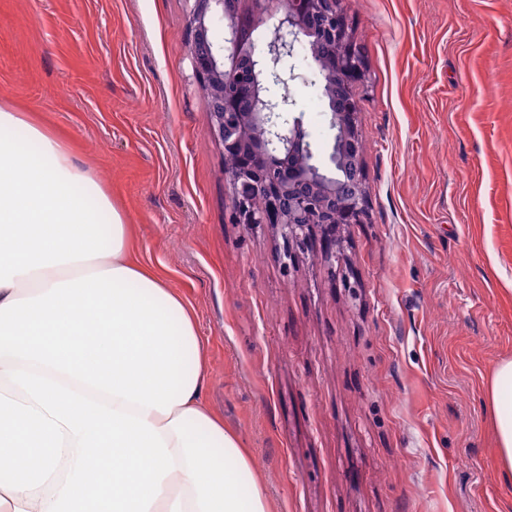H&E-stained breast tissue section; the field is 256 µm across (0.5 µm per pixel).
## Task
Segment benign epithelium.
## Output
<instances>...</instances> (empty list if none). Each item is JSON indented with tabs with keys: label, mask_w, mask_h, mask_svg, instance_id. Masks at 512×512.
<instances>
[{
	"label": "benign epithelium",
	"mask_w": 512,
	"mask_h": 512,
	"mask_svg": "<svg viewBox=\"0 0 512 512\" xmlns=\"http://www.w3.org/2000/svg\"><path fill=\"white\" fill-rule=\"evenodd\" d=\"M193 0L188 18L195 79L206 92L214 135L236 164L224 169L239 224L268 225L285 244L282 265L319 248L331 276L344 262V229L366 213L365 173L356 100L336 111V92L363 80L360 54L341 0ZM275 31L256 42L261 25ZM338 46L330 67L310 52L305 69L290 60L299 45ZM317 76L330 98V151H315L295 101L264 90ZM260 191L265 205H251Z\"/></svg>",
	"instance_id": "obj_1"
}]
</instances>
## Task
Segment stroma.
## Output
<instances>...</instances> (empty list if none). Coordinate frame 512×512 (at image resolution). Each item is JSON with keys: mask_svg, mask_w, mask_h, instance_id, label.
I'll use <instances>...</instances> for the list:
<instances>
[{"mask_svg": "<svg viewBox=\"0 0 512 512\" xmlns=\"http://www.w3.org/2000/svg\"><path fill=\"white\" fill-rule=\"evenodd\" d=\"M192 0H0V106L108 189L195 313L207 407L272 512H512L489 409L512 359V0H343L368 204L354 288L233 219ZM292 98L329 147L327 101Z\"/></svg>", "mask_w": 512, "mask_h": 512, "instance_id": "stroma-1", "label": "stroma"}]
</instances>
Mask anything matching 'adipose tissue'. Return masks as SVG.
<instances>
[{"label": "adipose tissue", "instance_id": "obj_1", "mask_svg": "<svg viewBox=\"0 0 512 512\" xmlns=\"http://www.w3.org/2000/svg\"><path fill=\"white\" fill-rule=\"evenodd\" d=\"M131 254L104 186L0 107V512H269L261 485L241 496L249 458L204 405L191 310ZM490 405L510 473L512 360Z\"/></svg>", "mask_w": 512, "mask_h": 512}]
</instances>
